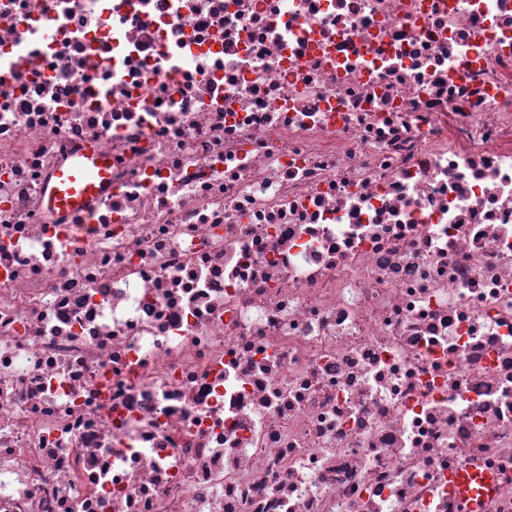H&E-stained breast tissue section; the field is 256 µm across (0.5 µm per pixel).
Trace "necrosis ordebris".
<instances>
[{"mask_svg": "<svg viewBox=\"0 0 512 512\" xmlns=\"http://www.w3.org/2000/svg\"><path fill=\"white\" fill-rule=\"evenodd\" d=\"M0 512H512V0H0ZM111 167V157L89 147L75 166L60 170L53 184L45 188V206L57 211L79 209L88 199L99 194Z\"/></svg>", "mask_w": 512, "mask_h": 512, "instance_id": "necrosis-or-debris-1", "label": "necrosis or debris"}]
</instances>
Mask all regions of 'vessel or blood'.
<instances>
[{"label":"vessel or blood","instance_id":"b4317fda","mask_svg":"<svg viewBox=\"0 0 512 512\" xmlns=\"http://www.w3.org/2000/svg\"><path fill=\"white\" fill-rule=\"evenodd\" d=\"M111 166L110 157L100 154L95 148H88L75 166L59 171L53 184L45 188V206L57 211L79 209L88 199L99 194Z\"/></svg>","mask_w":512,"mask_h":512}]
</instances>
